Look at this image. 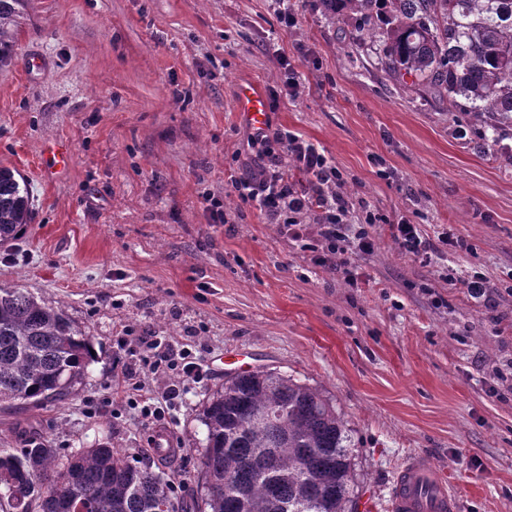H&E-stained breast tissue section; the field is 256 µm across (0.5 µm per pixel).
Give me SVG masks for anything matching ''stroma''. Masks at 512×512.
<instances>
[{
  "label": "stroma",
  "mask_w": 512,
  "mask_h": 512,
  "mask_svg": "<svg viewBox=\"0 0 512 512\" xmlns=\"http://www.w3.org/2000/svg\"><path fill=\"white\" fill-rule=\"evenodd\" d=\"M350 27L312 0H30L0 70V164L26 179L33 213L0 246V285L61 308L95 357L69 400L0 409V448L109 445L199 498L203 405L225 358L246 351L332 402L369 512H391L413 456L446 475L459 512H512V165L477 147L462 113L419 100L374 58L350 61ZM282 56L301 92L272 124L319 144L382 218L374 251L350 257L354 288L232 194L249 130L236 87L277 85ZM212 197L226 223H212ZM403 216L468 247L403 254L387 227ZM474 269L495 309L464 287ZM127 325L187 346L206 372L167 417L178 461L155 459L151 427L113 389Z\"/></svg>",
  "instance_id": "obj_1"
}]
</instances>
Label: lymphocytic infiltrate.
I'll return each mask as SVG.
<instances>
[{"instance_id":"1","label":"lymphocytic infiltrate","mask_w":512,"mask_h":512,"mask_svg":"<svg viewBox=\"0 0 512 512\" xmlns=\"http://www.w3.org/2000/svg\"><path fill=\"white\" fill-rule=\"evenodd\" d=\"M247 147L258 161V168L232 177L231 185L239 204L253 208L279 232L298 241L317 244L315 264L341 273L350 287L358 279L346 255L349 251L373 252L375 238L370 231L376 222L373 212H366L364 224L354 233L344 231L350 196L336 166L312 142L301 135L278 127L265 126L247 137ZM307 178L306 187H298L294 176ZM392 240L402 253L426 258L460 242L442 235L430 243L411 220L390 224ZM119 344L126 348L129 360L115 385L129 403L139 406L144 424L164 420L170 406L177 402L187 383L201 382L205 373L195 353L161 336H142L127 328ZM155 382L156 390L145 394L146 382Z\"/></svg>"}]
</instances>
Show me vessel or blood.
<instances>
[{"mask_svg": "<svg viewBox=\"0 0 512 512\" xmlns=\"http://www.w3.org/2000/svg\"><path fill=\"white\" fill-rule=\"evenodd\" d=\"M235 107L252 128H264L269 101L260 83H239ZM392 512H457L458 503L434 466L420 457L403 466L391 494Z\"/></svg>", "mask_w": 512, "mask_h": 512, "instance_id": "vessel-or-blood-1", "label": "vessel or blood"}]
</instances>
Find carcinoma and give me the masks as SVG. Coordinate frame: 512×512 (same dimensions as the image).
I'll use <instances>...</instances> for the list:
<instances>
[{
  "instance_id": "carcinoma-1",
  "label": "carcinoma",
  "mask_w": 512,
  "mask_h": 512,
  "mask_svg": "<svg viewBox=\"0 0 512 512\" xmlns=\"http://www.w3.org/2000/svg\"><path fill=\"white\" fill-rule=\"evenodd\" d=\"M355 19L351 53L461 112L477 145L512 162V0H319ZM25 0H0V68L12 59ZM31 220L28 183L0 164V246ZM92 337L61 309L0 285V403L63 402L93 359ZM204 497L189 504L164 477L108 446L61 459L47 440L0 448V512H349L350 431L316 389L269 370L224 376L204 405Z\"/></svg>"
}]
</instances>
